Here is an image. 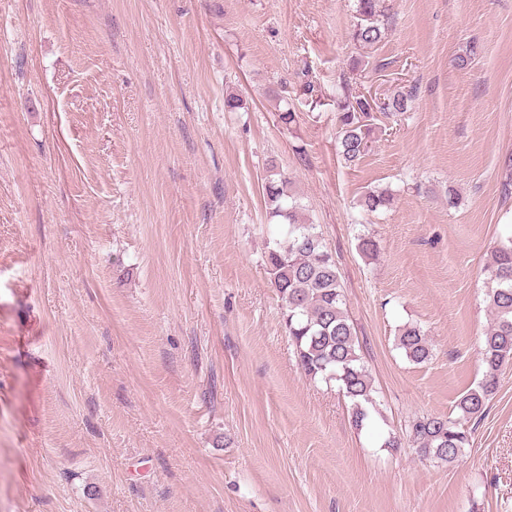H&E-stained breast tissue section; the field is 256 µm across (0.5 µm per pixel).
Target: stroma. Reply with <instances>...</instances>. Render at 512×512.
<instances>
[{
    "label": "stroma",
    "instance_id": "obj_1",
    "mask_svg": "<svg viewBox=\"0 0 512 512\" xmlns=\"http://www.w3.org/2000/svg\"><path fill=\"white\" fill-rule=\"evenodd\" d=\"M385 6L362 47L355 0H0V512H512V362L455 462L383 445L457 418L482 377L512 0ZM345 89L414 95L354 166ZM272 164L339 269L364 428L296 365L264 265ZM379 188L391 205L364 214ZM407 324L428 362L397 348ZM396 345L404 352L406 358L415 364L427 362L432 355L430 342L417 325H405L397 336Z\"/></svg>",
    "mask_w": 512,
    "mask_h": 512
}]
</instances>
